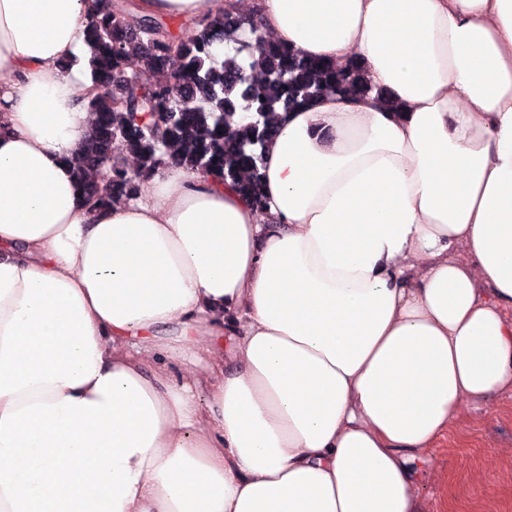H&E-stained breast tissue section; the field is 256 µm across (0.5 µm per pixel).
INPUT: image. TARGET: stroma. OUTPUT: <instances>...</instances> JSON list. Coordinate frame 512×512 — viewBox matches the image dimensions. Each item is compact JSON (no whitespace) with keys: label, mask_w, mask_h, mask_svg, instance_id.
I'll return each mask as SVG.
<instances>
[{"label":"stroma","mask_w":512,"mask_h":512,"mask_svg":"<svg viewBox=\"0 0 512 512\" xmlns=\"http://www.w3.org/2000/svg\"><path fill=\"white\" fill-rule=\"evenodd\" d=\"M423 512H512V394L464 403L414 487Z\"/></svg>","instance_id":"1"}]
</instances>
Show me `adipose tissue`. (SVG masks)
Masks as SVG:
<instances>
[{
  "label": "adipose tissue",
  "instance_id": "adipose-tissue-1",
  "mask_svg": "<svg viewBox=\"0 0 512 512\" xmlns=\"http://www.w3.org/2000/svg\"><path fill=\"white\" fill-rule=\"evenodd\" d=\"M91 4L0 0V512H421L462 403L512 391V0H258L397 112L288 113L258 205L169 165L98 210Z\"/></svg>",
  "mask_w": 512,
  "mask_h": 512
}]
</instances>
